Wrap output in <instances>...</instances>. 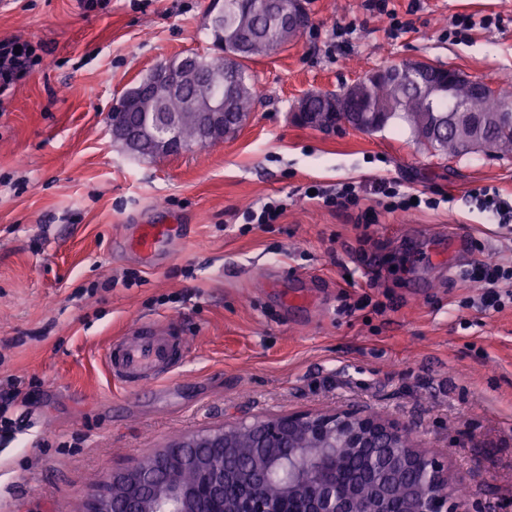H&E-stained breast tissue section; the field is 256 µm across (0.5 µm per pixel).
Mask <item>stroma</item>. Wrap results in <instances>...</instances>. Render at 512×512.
I'll return each mask as SVG.
<instances>
[{
  "mask_svg": "<svg viewBox=\"0 0 512 512\" xmlns=\"http://www.w3.org/2000/svg\"><path fill=\"white\" fill-rule=\"evenodd\" d=\"M310 28L250 63L249 121L227 140L144 158L112 135V109L162 60L218 56L214 0H0V38L40 44L42 65L0 106V378L24 379L0 432V512H85L103 476L172 440L241 418L354 407L441 448L488 512H512V306L485 313L460 268L512 262V226L469 193L512 197V156L445 158L400 125L365 133L292 122L295 102L411 60L512 81V0H421L415 32L389 38L363 0H303ZM459 15L500 16L461 40ZM361 24L327 51L336 24ZM395 177L450 200L357 210L305 188ZM283 200L278 223L239 213ZM139 224H180L143 262ZM471 234L457 247L452 231ZM137 272L139 285L121 283ZM113 287H106V280ZM141 323L187 344L175 377L130 390L104 348Z\"/></svg>",
  "mask_w": 512,
  "mask_h": 512,
  "instance_id": "35a3bbf8",
  "label": "stroma"
}]
</instances>
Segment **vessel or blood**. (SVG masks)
<instances>
[{"instance_id":"1","label":"vessel or blood","mask_w":512,"mask_h":512,"mask_svg":"<svg viewBox=\"0 0 512 512\" xmlns=\"http://www.w3.org/2000/svg\"><path fill=\"white\" fill-rule=\"evenodd\" d=\"M177 234L174 224H142L132 245L150 258ZM179 348V339L172 333L140 325L133 332L110 340L104 357L110 377L123 386L136 388L148 381L163 380L175 366Z\"/></svg>"}]
</instances>
